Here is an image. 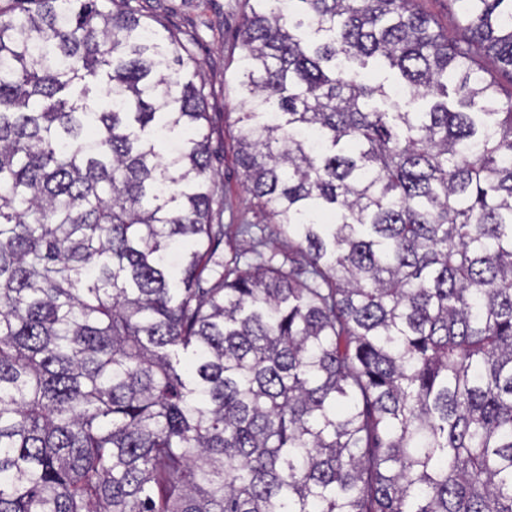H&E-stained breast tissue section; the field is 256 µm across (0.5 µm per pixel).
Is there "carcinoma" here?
<instances>
[{"label": "carcinoma", "instance_id": "1", "mask_svg": "<svg viewBox=\"0 0 512 512\" xmlns=\"http://www.w3.org/2000/svg\"><path fill=\"white\" fill-rule=\"evenodd\" d=\"M17 2L0 512H512V0H452L456 40L416 0H243L238 164L294 252L240 224L245 269L187 45Z\"/></svg>", "mask_w": 512, "mask_h": 512}]
</instances>
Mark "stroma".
Segmentation results:
<instances>
[{"label": "stroma", "instance_id": "35a3bbf8", "mask_svg": "<svg viewBox=\"0 0 512 512\" xmlns=\"http://www.w3.org/2000/svg\"><path fill=\"white\" fill-rule=\"evenodd\" d=\"M137 13L159 19L180 34L201 65L208 92L212 171L224 194V256L239 255L241 264L252 261L237 234V224H263L254 201L242 187V171L236 161L235 119L241 110L233 75L239 66L234 35L242 11L241 0H130Z\"/></svg>", "mask_w": 512, "mask_h": 512}]
</instances>
